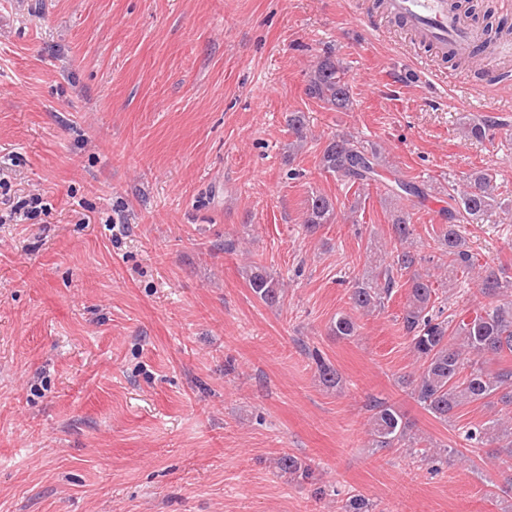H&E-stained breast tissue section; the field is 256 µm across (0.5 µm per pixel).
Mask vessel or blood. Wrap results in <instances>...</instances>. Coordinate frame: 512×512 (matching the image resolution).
Returning a JSON list of instances; mask_svg holds the SVG:
<instances>
[{
    "mask_svg": "<svg viewBox=\"0 0 512 512\" xmlns=\"http://www.w3.org/2000/svg\"><path fill=\"white\" fill-rule=\"evenodd\" d=\"M388 13L401 20L436 54L467 55L480 37L448 5V0H386Z\"/></svg>",
    "mask_w": 512,
    "mask_h": 512,
    "instance_id": "obj_1",
    "label": "vessel or blood"
}]
</instances>
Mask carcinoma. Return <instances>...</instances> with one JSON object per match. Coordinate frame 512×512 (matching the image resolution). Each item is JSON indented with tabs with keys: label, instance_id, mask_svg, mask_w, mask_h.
Segmentation results:
<instances>
[{
	"label": "carcinoma",
	"instance_id": "cac0c4a2",
	"mask_svg": "<svg viewBox=\"0 0 512 512\" xmlns=\"http://www.w3.org/2000/svg\"><path fill=\"white\" fill-rule=\"evenodd\" d=\"M307 95L324 102L337 111H347L354 104L351 87L345 79L343 62L335 55H324L311 71L306 87ZM288 124L296 138V146L306 138V116L303 112L289 115ZM495 125L492 117L473 120L463 129L468 137L481 139ZM320 165L328 173L351 185H369L378 180L385 159L380 151L351 135H338L324 147ZM493 177L479 170L467 179V189L448 194V208L443 216L448 227L441 239V256L448 262V273L465 272L475 268L473 256L467 249L460 230L463 220H476L499 209L509 213V203L498 199ZM432 185L397 178L387 187V196L395 200L424 201L431 196ZM335 219L332 202L322 194L309 196L303 226L313 232L322 224ZM394 237L402 244L391 262L378 266V270L357 280L351 289L353 307L367 313L381 311L390 298L397 278L409 273L421 261L420 255L406 246L414 234L408 213L399 210L392 222ZM249 285L253 293L266 305L280 304L282 295L279 280L264 267L250 271ZM408 303L402 315L403 330L410 346L422 361V372L416 379L411 395L429 414L446 423L453 419L459 408L494 398L505 407L512 408V369L495 374L487 372L485 364L490 356L512 354V299L491 305L475 313L469 320L454 321L442 318L443 311H434L438 299L433 283L415 273L406 281ZM481 292L498 298L512 288V281L493 266H486L478 274ZM337 337L357 335L358 325L347 313H338L331 325ZM320 380L329 387L341 381L335 366L321 356L315 359ZM375 446L378 448H406L413 450V437L408 435L409 425L404 416L392 405L377 400L371 405ZM464 440L476 445L497 442L506 451L508 468L512 469V426H505L498 418L487 420L480 426L464 430ZM278 468L290 475L307 476L309 468L294 456H285Z\"/></svg>",
	"mask_w": 512,
	"mask_h": 512
}]
</instances>
